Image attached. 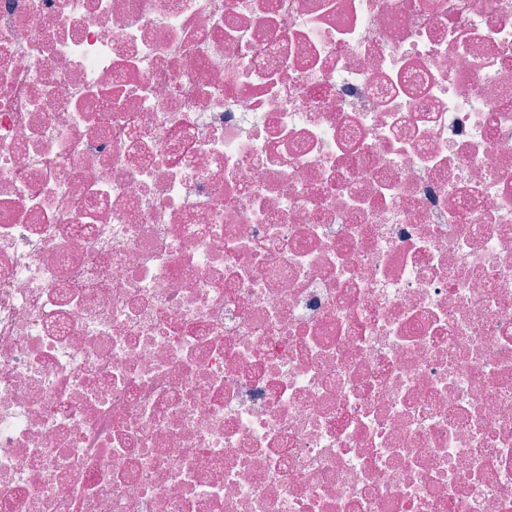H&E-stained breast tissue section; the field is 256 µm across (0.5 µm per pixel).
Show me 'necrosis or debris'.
<instances>
[{
	"mask_svg": "<svg viewBox=\"0 0 512 512\" xmlns=\"http://www.w3.org/2000/svg\"><path fill=\"white\" fill-rule=\"evenodd\" d=\"M0 512H512V0H0Z\"/></svg>",
	"mask_w": 512,
	"mask_h": 512,
	"instance_id": "obj_1",
	"label": "necrosis or debris"
}]
</instances>
